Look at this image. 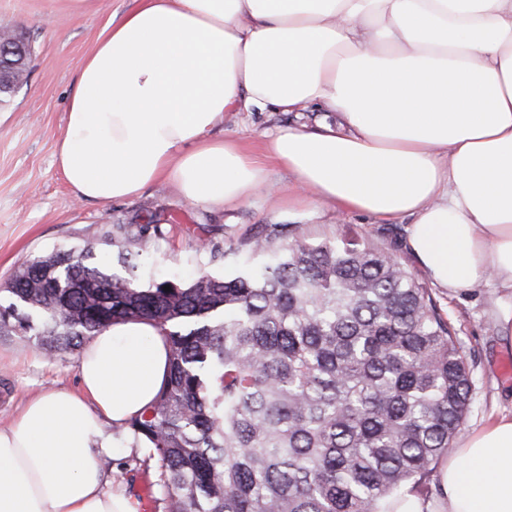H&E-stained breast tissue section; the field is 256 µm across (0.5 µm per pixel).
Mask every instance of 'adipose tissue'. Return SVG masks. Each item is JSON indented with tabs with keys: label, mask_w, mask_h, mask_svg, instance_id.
Instances as JSON below:
<instances>
[{
	"label": "adipose tissue",
	"mask_w": 512,
	"mask_h": 512,
	"mask_svg": "<svg viewBox=\"0 0 512 512\" xmlns=\"http://www.w3.org/2000/svg\"><path fill=\"white\" fill-rule=\"evenodd\" d=\"M269 107L337 120L278 130L262 159L210 135ZM55 158L81 201L166 182L208 208L257 196L272 159L295 179L289 210L411 217L407 247L434 284L503 291L494 319L512 343V0H139L86 57ZM167 359L151 321L94 333L77 389L0 426V512H137L105 488L104 428L144 411ZM440 486L388 512H512V412L452 449Z\"/></svg>",
	"instance_id": "adipose-tissue-1"
}]
</instances>
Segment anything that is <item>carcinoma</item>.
Here are the masks:
<instances>
[{"label":"carcinoma","mask_w":512,"mask_h":512,"mask_svg":"<svg viewBox=\"0 0 512 512\" xmlns=\"http://www.w3.org/2000/svg\"><path fill=\"white\" fill-rule=\"evenodd\" d=\"M32 61H0L1 100ZM196 232L197 266L224 273L142 282L143 245L165 238L152 215L112 225L100 247L28 260L0 336L32 331L54 358L116 321L160 329L167 375L128 428L159 463L167 512H379L421 491L473 384L430 289L382 247L315 242L297 224L226 249Z\"/></svg>","instance_id":"1"}]
</instances>
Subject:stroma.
<instances>
[{
	"label": "stroma",
	"mask_w": 512,
	"mask_h": 512,
	"mask_svg": "<svg viewBox=\"0 0 512 512\" xmlns=\"http://www.w3.org/2000/svg\"><path fill=\"white\" fill-rule=\"evenodd\" d=\"M137 0H90L85 12L69 0H0V27L24 31L34 48L33 68L9 107L0 108V289L27 260L59 247L82 249L98 241L107 225L129 223L156 213L167 218L165 239L148 242L150 269L159 275L190 276L199 224L214 228L221 246H235L267 224H298L314 241L354 237L390 248L404 266L422 268L406 247L411 217L381 221L357 212L326 208L291 214L277 207L293 178L277 164L267 168L268 189L249 202L227 209L190 203L174 189L153 186L137 198L106 205L77 201L55 161V146L66 126L67 109L85 57L111 19L136 7ZM324 113L228 112L213 129L216 138L238 140L261 153L268 136L281 127H313ZM442 313L466 354L475 359L473 403L461 427L468 434L497 414L512 410V349L503 346L492 317L496 295L490 285L451 294L433 288ZM77 353L46 358L31 336L0 338V425H7L32 396L76 388ZM112 470L128 468L120 487L139 504V512H165L157 486L159 465L131 446L126 429L112 432Z\"/></svg>",
	"instance_id": "35a3bbf8"
}]
</instances>
